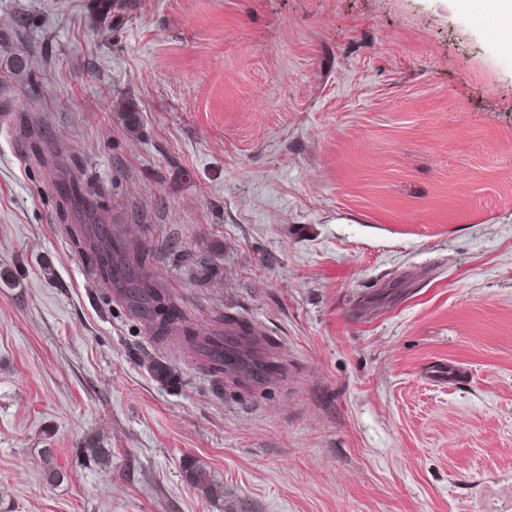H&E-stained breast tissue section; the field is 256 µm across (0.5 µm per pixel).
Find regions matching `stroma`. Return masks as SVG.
Returning <instances> with one entry per match:
<instances>
[{
  "instance_id": "stroma-1",
  "label": "stroma",
  "mask_w": 512,
  "mask_h": 512,
  "mask_svg": "<svg viewBox=\"0 0 512 512\" xmlns=\"http://www.w3.org/2000/svg\"><path fill=\"white\" fill-rule=\"evenodd\" d=\"M95 217L189 331L256 327L280 369L214 376L86 282ZM0 512H512L486 0H0Z\"/></svg>"
}]
</instances>
